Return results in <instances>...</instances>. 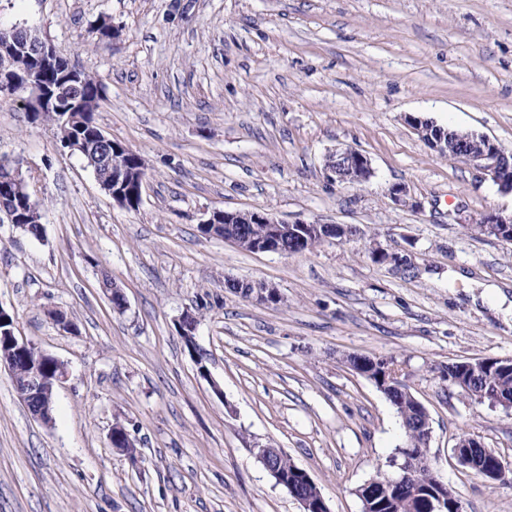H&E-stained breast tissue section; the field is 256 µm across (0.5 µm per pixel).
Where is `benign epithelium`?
I'll use <instances>...</instances> for the list:
<instances>
[{"label": "benign epithelium", "mask_w": 512, "mask_h": 512, "mask_svg": "<svg viewBox=\"0 0 512 512\" xmlns=\"http://www.w3.org/2000/svg\"><path fill=\"white\" fill-rule=\"evenodd\" d=\"M57 57V53L43 40L39 34L29 28L14 25L0 29V75H7L9 79L0 83V94L5 97L13 95V84L24 81L32 90L34 98L44 95L43 84L37 75L38 68L30 71L19 70L20 61L24 58L31 62L46 63ZM410 129L433 151L441 157H448L455 162L469 166L495 184L502 193L512 194V149H508L484 134L468 132L460 137L454 129H449L435 122L408 115L405 117ZM112 170V179L100 187L118 205L127 203V197L136 192H142L145 178L135 177L125 169L116 154L104 158ZM326 169L334 175L341 184L354 185L369 180L373 176L370 160L363 153L353 149L336 150L326 157ZM481 224H504L509 227L508 235L499 236V239L512 240V213L492 211L481 216ZM235 224H262L264 228L256 237H241L233 232ZM203 234L216 235V231L224 230V240L238 247H248L254 252H272L282 255L290 254L286 241L293 240L295 252L304 250L308 241L309 223L298 221L292 224L280 222L269 214L257 210L223 209L212 210L207 218L200 222ZM239 294L247 299H254L261 303L275 304L280 301V294L268 285L249 281H238ZM198 318L189 310L182 313L177 322V331L183 339L196 346L195 335ZM7 342L0 346V370L14 375V355L29 347V342L20 340L14 333V328L5 331ZM347 364L358 374L372 381L378 389H385V383L393 381L402 384L401 369L397 364L387 359H375L365 356H349ZM495 362L508 366L512 363L509 358H484L462 361L460 370L473 371L485 368ZM67 378V367L64 362L55 360V371L43 375L38 369H31L22 381L24 395L22 401L29 406L32 416L41 423L48 425L53 420L54 394ZM109 442L116 449L134 448L135 441L122 426H114L109 434ZM400 459H392L391 464L398 468L397 475L391 478L392 484L400 485L404 477L419 461L425 459L426 449L415 453L413 449L399 450Z\"/></svg>", "instance_id": "obj_1"}]
</instances>
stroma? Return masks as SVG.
<instances>
[{"instance_id": "1", "label": "stroma", "mask_w": 512, "mask_h": 512, "mask_svg": "<svg viewBox=\"0 0 512 512\" xmlns=\"http://www.w3.org/2000/svg\"><path fill=\"white\" fill-rule=\"evenodd\" d=\"M102 16L120 40L95 32ZM1 24L99 79L96 121L147 177L139 209L118 206L52 126L0 99V158L21 159L43 212L38 239L0 223V308L69 370L48 426L0 372V512H303L262 446L307 471L330 512H362L358 487L391 473L405 433L351 354L396 358L429 414L430 466L463 512H512V484L453 454L466 436L512 469V410L446 378L454 362L512 357V244L472 227L511 212L512 195L405 123L512 148V0H0ZM339 148L369 157L368 182L330 178ZM214 209L358 233L249 252L200 233ZM378 248L409 267L376 262ZM228 279L281 301L243 298ZM188 309L205 378L176 328ZM117 423L138 462L110 447ZM239 288V294L247 299H254L261 303L275 304L280 301V294L275 288H271L265 283L236 280Z\"/></svg>"}]
</instances>
